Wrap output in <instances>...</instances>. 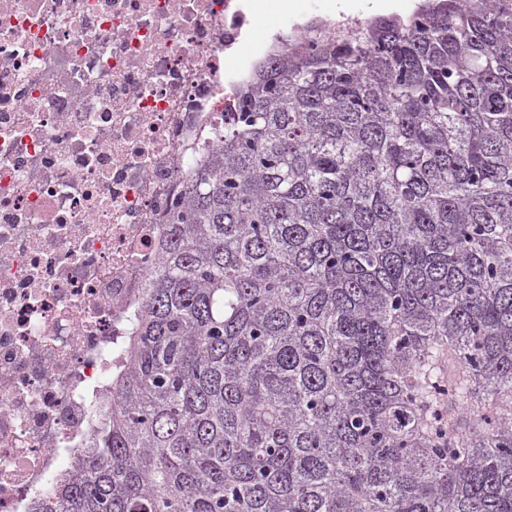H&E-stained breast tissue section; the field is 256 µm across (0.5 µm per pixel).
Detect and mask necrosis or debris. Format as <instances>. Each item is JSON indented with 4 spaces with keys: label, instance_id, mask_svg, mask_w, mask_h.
I'll list each match as a JSON object with an SVG mask.
<instances>
[{
    "label": "necrosis or debris",
    "instance_id": "4bbe7bcc",
    "mask_svg": "<svg viewBox=\"0 0 512 512\" xmlns=\"http://www.w3.org/2000/svg\"><path fill=\"white\" fill-rule=\"evenodd\" d=\"M249 0H0V512H58Z\"/></svg>",
    "mask_w": 512,
    "mask_h": 512
}]
</instances>
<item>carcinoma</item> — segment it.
<instances>
[{"instance_id":"obj_1","label":"carcinoma","mask_w":512,"mask_h":512,"mask_svg":"<svg viewBox=\"0 0 512 512\" xmlns=\"http://www.w3.org/2000/svg\"><path fill=\"white\" fill-rule=\"evenodd\" d=\"M168 223L60 512H512V7L308 27Z\"/></svg>"}]
</instances>
